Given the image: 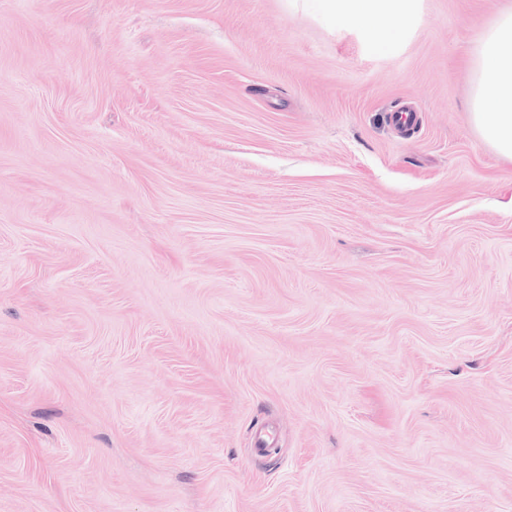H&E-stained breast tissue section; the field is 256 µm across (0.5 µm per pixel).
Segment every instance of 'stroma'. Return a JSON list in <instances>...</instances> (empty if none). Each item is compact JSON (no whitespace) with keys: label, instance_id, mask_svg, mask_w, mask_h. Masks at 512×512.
<instances>
[{"label":"stroma","instance_id":"obj_1","mask_svg":"<svg viewBox=\"0 0 512 512\" xmlns=\"http://www.w3.org/2000/svg\"><path fill=\"white\" fill-rule=\"evenodd\" d=\"M509 5L0 0V512H512ZM326 15L369 39L400 36L412 15L414 0H320ZM469 65L470 122L483 142L512 162V6L481 26Z\"/></svg>","mask_w":512,"mask_h":512}]
</instances>
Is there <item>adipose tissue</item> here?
Here are the masks:
<instances>
[{"label": "adipose tissue", "mask_w": 512, "mask_h": 512, "mask_svg": "<svg viewBox=\"0 0 512 512\" xmlns=\"http://www.w3.org/2000/svg\"><path fill=\"white\" fill-rule=\"evenodd\" d=\"M326 15L367 38L399 36L414 0H321ZM469 119L479 138L512 162V7L484 23L470 56Z\"/></svg>", "instance_id": "ef3b65f1"}]
</instances>
